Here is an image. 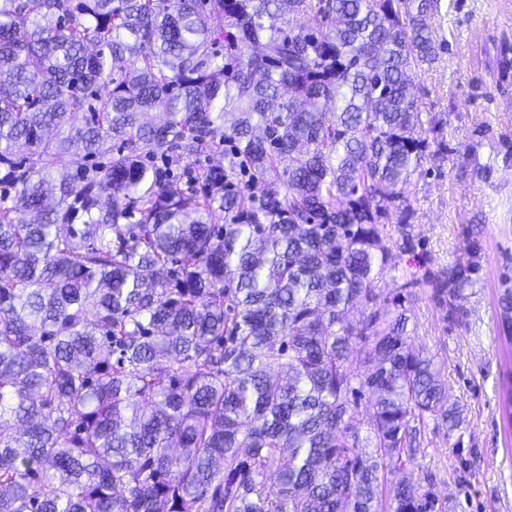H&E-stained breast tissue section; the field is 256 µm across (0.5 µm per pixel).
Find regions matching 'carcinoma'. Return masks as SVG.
Wrapping results in <instances>:
<instances>
[{"label": "carcinoma", "mask_w": 512, "mask_h": 512, "mask_svg": "<svg viewBox=\"0 0 512 512\" xmlns=\"http://www.w3.org/2000/svg\"><path fill=\"white\" fill-rule=\"evenodd\" d=\"M441 9L0 0V512L441 507L403 455L459 411L373 288L415 250L411 176L453 152L412 85ZM218 140L201 194L144 161ZM479 271L474 247L425 274L448 319ZM500 398L512 422V368Z\"/></svg>", "instance_id": "1"}]
</instances>
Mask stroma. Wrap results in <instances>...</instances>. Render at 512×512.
I'll return each mask as SVG.
<instances>
[{
	"label": "stroma",
	"instance_id": "1",
	"mask_svg": "<svg viewBox=\"0 0 512 512\" xmlns=\"http://www.w3.org/2000/svg\"><path fill=\"white\" fill-rule=\"evenodd\" d=\"M433 25L449 47L413 81L423 115L448 113L443 137L451 151L427 157L411 178L421 261L402 255L374 288L389 294L404 272L414 273L405 291L410 342L433 358L463 421L453 431L427 421L404 473L447 512H512V424L499 406L497 333L500 279L512 270V164L500 155L512 146V78L499 82L497 62L512 49V0H443ZM487 164L493 170L485 178ZM473 247L481 271L457 323L436 305L424 273L447 269Z\"/></svg>",
	"mask_w": 512,
	"mask_h": 512
}]
</instances>
